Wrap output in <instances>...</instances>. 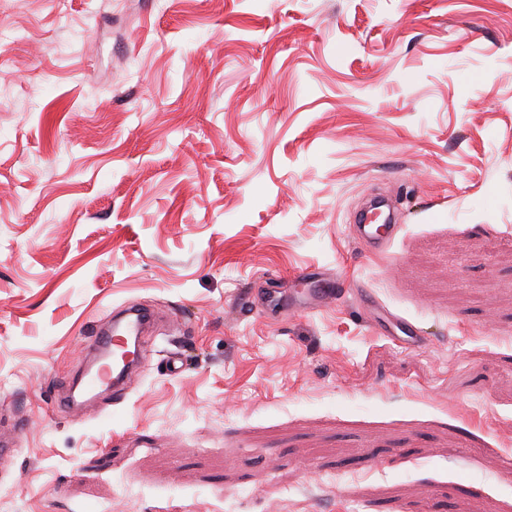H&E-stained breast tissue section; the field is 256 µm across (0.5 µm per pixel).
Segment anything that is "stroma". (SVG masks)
Returning a JSON list of instances; mask_svg holds the SVG:
<instances>
[{
  "label": "stroma",
  "mask_w": 512,
  "mask_h": 512,
  "mask_svg": "<svg viewBox=\"0 0 512 512\" xmlns=\"http://www.w3.org/2000/svg\"><path fill=\"white\" fill-rule=\"evenodd\" d=\"M0 25V422L26 425L0 512H512V0H0ZM376 194L401 229L373 258ZM309 266L352 293L248 303ZM125 305L161 317L141 381L65 412Z\"/></svg>",
  "instance_id": "obj_1"
}]
</instances>
